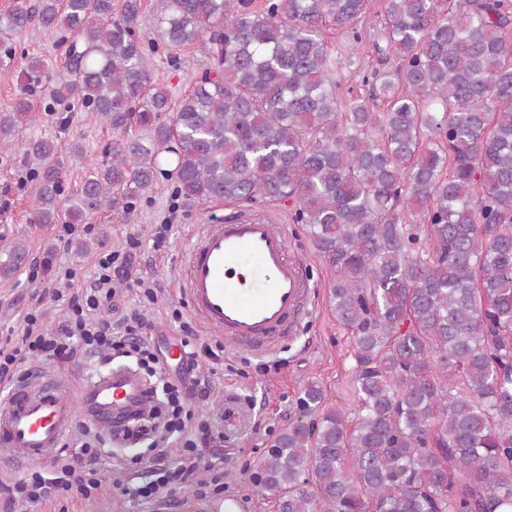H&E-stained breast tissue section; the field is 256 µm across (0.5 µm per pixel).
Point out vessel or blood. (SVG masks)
Listing matches in <instances>:
<instances>
[{"label": "vessel or blood", "mask_w": 512, "mask_h": 512, "mask_svg": "<svg viewBox=\"0 0 512 512\" xmlns=\"http://www.w3.org/2000/svg\"><path fill=\"white\" fill-rule=\"evenodd\" d=\"M244 269L249 278L241 277ZM185 275L189 306L203 324L257 353L296 331L310 292L306 266L291 256L283 226L262 215L205 225L186 255ZM150 399L144 380L126 368L86 380L76 404L60 378L24 381L0 405V450L21 467L44 462L83 422L125 438L133 411L146 410Z\"/></svg>", "instance_id": "obj_1"}]
</instances>
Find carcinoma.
Returning <instances> with one entry per match:
<instances>
[{"label": "carcinoma", "instance_id": "obj_1", "mask_svg": "<svg viewBox=\"0 0 512 512\" xmlns=\"http://www.w3.org/2000/svg\"><path fill=\"white\" fill-rule=\"evenodd\" d=\"M36 0L0 17V56L35 23L63 73L24 64L0 148L32 113L93 112L108 159L66 193L58 146L21 144L31 224L128 219L160 176L174 195L253 212L289 201L353 335L354 408L317 384L254 478L277 512H512V0H383L385 44L355 68L322 36L363 41L366 0ZM208 63L172 102L156 56ZM137 125L150 134L128 137ZM173 167H162L167 156ZM0 277L29 257L4 247Z\"/></svg>", "mask_w": 512, "mask_h": 512}]
</instances>
